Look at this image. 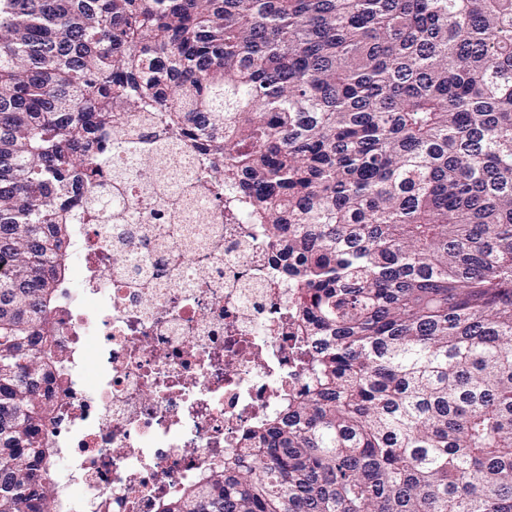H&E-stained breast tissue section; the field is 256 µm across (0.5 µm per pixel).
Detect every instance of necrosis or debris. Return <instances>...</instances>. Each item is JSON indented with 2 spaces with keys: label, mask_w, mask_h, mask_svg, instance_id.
I'll return each mask as SVG.
<instances>
[{
  "label": "necrosis or debris",
  "mask_w": 512,
  "mask_h": 512,
  "mask_svg": "<svg viewBox=\"0 0 512 512\" xmlns=\"http://www.w3.org/2000/svg\"><path fill=\"white\" fill-rule=\"evenodd\" d=\"M129 113L99 168L122 184L80 214L50 318L66 352L51 385L60 512H157L300 390L294 295L244 204L212 186L210 160Z\"/></svg>",
  "instance_id": "4bbe7bcc"
}]
</instances>
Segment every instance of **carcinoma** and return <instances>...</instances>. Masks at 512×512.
Listing matches in <instances>:
<instances>
[{
    "instance_id": "obj_1",
    "label": "carcinoma",
    "mask_w": 512,
    "mask_h": 512,
    "mask_svg": "<svg viewBox=\"0 0 512 512\" xmlns=\"http://www.w3.org/2000/svg\"><path fill=\"white\" fill-rule=\"evenodd\" d=\"M130 112L248 200L309 347L159 512H512V0H0V512H58L49 313Z\"/></svg>"
}]
</instances>
